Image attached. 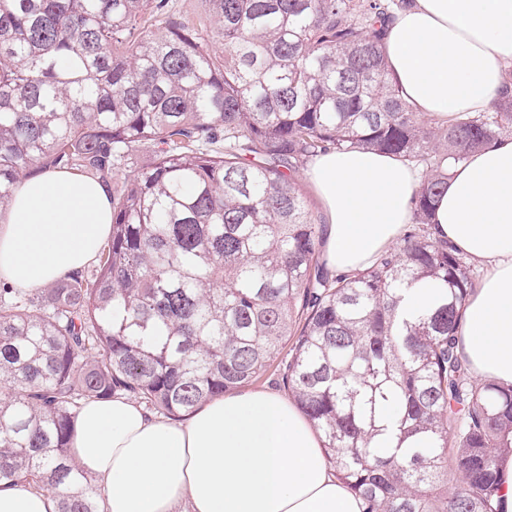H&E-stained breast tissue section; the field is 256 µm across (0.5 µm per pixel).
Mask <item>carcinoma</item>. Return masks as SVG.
I'll list each match as a JSON object with an SVG mask.
<instances>
[{"label": "carcinoma", "instance_id": "1", "mask_svg": "<svg viewBox=\"0 0 512 512\" xmlns=\"http://www.w3.org/2000/svg\"><path fill=\"white\" fill-rule=\"evenodd\" d=\"M405 2L201 0L189 16L172 0H0V208L45 169L112 203L91 268L3 289L0 481L99 512L70 455L83 403L124 394L175 417L276 367L364 512H497L512 384L478 381L458 351L474 277L431 216L451 167L512 129V95L414 111L383 46ZM352 149L421 183L400 243L333 275L296 173ZM413 285L433 303L407 318Z\"/></svg>", "mask_w": 512, "mask_h": 512}]
</instances>
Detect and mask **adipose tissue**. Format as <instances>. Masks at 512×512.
<instances>
[{"instance_id": "adipose-tissue-1", "label": "adipose tissue", "mask_w": 512, "mask_h": 512, "mask_svg": "<svg viewBox=\"0 0 512 512\" xmlns=\"http://www.w3.org/2000/svg\"><path fill=\"white\" fill-rule=\"evenodd\" d=\"M384 43L390 76L417 111L485 110L512 59V0H411ZM307 177L328 216L323 259L347 273L397 242L421 181L401 158L358 149L315 157ZM432 222L437 238L484 268L459 350L478 379L512 384V137L452 171ZM111 227L96 181L53 169L21 180L0 212V284L32 290L86 268ZM71 452L96 478L102 512H362L306 418L269 390L207 400L182 421L124 395L89 401ZM0 512H59V498L1 481Z\"/></svg>"}]
</instances>
